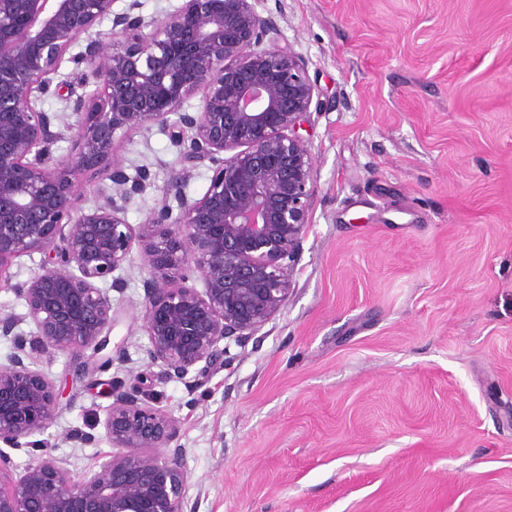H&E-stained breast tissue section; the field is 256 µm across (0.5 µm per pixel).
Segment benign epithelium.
<instances>
[{"instance_id": "7a95c632", "label": "benign epithelium", "mask_w": 512, "mask_h": 512, "mask_svg": "<svg viewBox=\"0 0 512 512\" xmlns=\"http://www.w3.org/2000/svg\"><path fill=\"white\" fill-rule=\"evenodd\" d=\"M114 3L0 0V272L43 255L41 272L15 289L25 315L0 311V337L14 344L0 363V512H199L173 445L177 421L148 404L141 375L105 383L117 452L97 470L76 476L44 453L18 471L7 449L45 447L30 437L67 388L31 368L29 351H104L117 317L99 283L118 287L113 273L136 246L151 274L141 310L150 364L165 380L195 368L198 385L222 365V342L243 343L284 308L311 221L315 170L299 129L321 107L319 93L261 0H183L161 20L134 13L139 0L121 13ZM109 16L112 43L90 39L80 54L97 92L74 102L77 153L58 162L50 118L32 93L49 91L65 53ZM196 91L200 111L182 112ZM150 123L167 128L185 164L212 165L206 193L179 198L176 214L166 204L151 211L142 232L111 194L78 209L83 174L130 185L120 193L126 203L143 190L129 181L115 138ZM195 273L201 290L187 285ZM26 320L28 336L16 332Z\"/></svg>"}]
</instances>
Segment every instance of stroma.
<instances>
[{
    "label": "stroma",
    "instance_id": "1",
    "mask_svg": "<svg viewBox=\"0 0 512 512\" xmlns=\"http://www.w3.org/2000/svg\"><path fill=\"white\" fill-rule=\"evenodd\" d=\"M304 61L322 106L301 133L316 182L288 302L193 386L155 382L178 422L200 512H512V0H264ZM76 151L71 101L34 94ZM145 191L125 210L142 229L201 198L210 166H183L162 126L119 136ZM42 256L15 259L0 310ZM116 275L111 356L77 379L70 355L34 367L68 380L43 433L74 473L113 447L110 395L91 380L158 373L141 309L139 252ZM91 434L70 441L73 430Z\"/></svg>",
    "mask_w": 512,
    "mask_h": 512
}]
</instances>
